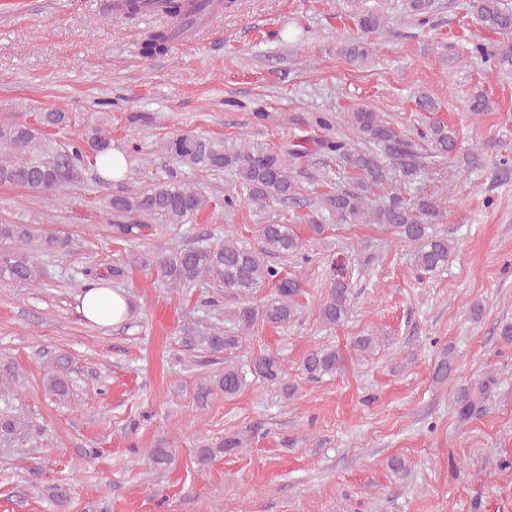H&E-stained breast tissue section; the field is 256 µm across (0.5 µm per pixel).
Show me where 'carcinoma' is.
<instances>
[{"label":"carcinoma","mask_w":512,"mask_h":512,"mask_svg":"<svg viewBox=\"0 0 512 512\" xmlns=\"http://www.w3.org/2000/svg\"><path fill=\"white\" fill-rule=\"evenodd\" d=\"M434 0H410L411 12L417 21L427 23L426 15ZM470 8L481 25L496 34L512 36V0H470ZM167 12L180 20L185 33L200 24V17L185 9L184 0H166ZM384 26L377 12L366 11L357 16V27L364 33H378ZM170 46V36L164 31L151 33L144 43V53L151 55ZM470 53L480 57L486 67L497 73L512 75V41L506 40L493 48L476 43ZM467 109L474 116L492 110L487 94L470 92ZM348 123L363 143L381 146L399 160L402 176L418 173L415 154L406 148L396 129L379 113L358 106L347 113ZM76 126L69 142L53 147L43 143L45 128ZM428 140L435 155L448 156L457 150L456 130L434 122L428 128ZM319 147L336 155L346 168L361 175L359 181L346 189L325 195V208L341 220L361 224H384L395 229L415 246L413 264L423 274L437 272L448 265L453 242L448 236L433 231L432 221L439 215L434 203L420 198L412 203L392 199L377 205L367 203L372 187L386 179L384 168L370 149H357L342 139H326ZM112 149V137L103 125L93 120L77 122L68 112H42L36 124L10 122L0 125V184H13L36 193L59 192L80 181L89 171L99 170V164ZM162 151L175 160L167 180L155 182L140 190L118 191L108 201L110 213L118 217L157 216L166 224L189 223L208 203L197 186L186 183L184 171L232 172L247 194V200L263 206L270 201L291 200L298 194L297 182L291 176L294 160L301 158V145L294 144L279 152L244 139L213 138L197 134H181L167 140ZM497 182L512 181V156L502 155L495 166ZM115 233L125 242L140 240L148 224H113ZM26 224H0V281L9 280L29 285L39 283L42 269L34 257L19 253L14 246L30 240ZM306 243L288 224H263L259 228L258 244L242 239H226L224 243L206 248L184 247L158 258L160 272L174 288H192L204 284L222 288L242 300L229 312L235 330H224L212 324L196 322L185 330L186 344L207 357L232 355L243 349V342L255 327L280 328L300 313L299 297L302 280L284 274L271 263L273 258L297 256ZM273 288L261 304L253 305L249 298L259 288ZM351 306V291L345 267L337 269L326 299L320 304L318 317L326 325L343 322ZM389 340L373 334L356 336L350 341L352 351L364 358ZM345 357L339 348L327 346L308 353L302 371L310 381L343 369ZM250 372L258 379L279 384L284 379L279 357L263 354L253 357ZM453 372V360L441 357L434 365V378L446 382ZM245 375L231 362H224V372L215 376L212 384L198 388L200 406L208 404L219 390L226 396L237 394ZM496 380L489 376L479 386L459 393L455 410L459 420L468 421L483 411V403ZM244 439L239 433L227 434L217 448H203L200 460L206 461L220 453L232 455L239 451Z\"/></svg>","instance_id":"1"}]
</instances>
